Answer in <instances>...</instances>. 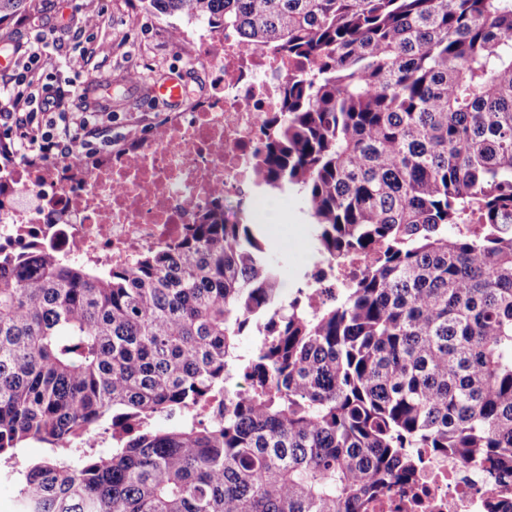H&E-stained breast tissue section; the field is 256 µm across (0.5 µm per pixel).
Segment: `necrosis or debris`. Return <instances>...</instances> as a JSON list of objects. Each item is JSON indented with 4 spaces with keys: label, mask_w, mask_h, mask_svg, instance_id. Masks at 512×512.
I'll use <instances>...</instances> for the list:
<instances>
[{
    "label": "necrosis or debris",
    "mask_w": 512,
    "mask_h": 512,
    "mask_svg": "<svg viewBox=\"0 0 512 512\" xmlns=\"http://www.w3.org/2000/svg\"><path fill=\"white\" fill-rule=\"evenodd\" d=\"M191 41L216 86L190 112L131 153L95 167L48 160L0 176V243L31 242L84 265L111 267L171 247L217 194H232L255 223L267 220L254 194V163L280 103L288 60L244 50L232 32ZM494 494L485 467L423 455L415 480L378 496L369 512H484Z\"/></svg>",
    "instance_id": "obj_1"
}]
</instances>
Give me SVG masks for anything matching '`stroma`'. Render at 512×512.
I'll return each mask as SVG.
<instances>
[{"label": "stroma", "instance_id": "obj_1", "mask_svg": "<svg viewBox=\"0 0 512 512\" xmlns=\"http://www.w3.org/2000/svg\"><path fill=\"white\" fill-rule=\"evenodd\" d=\"M68 14L72 24L112 45L108 55L91 57L88 68L106 81L105 90L95 101L99 111L114 116L113 150L142 142L151 127L165 122V102L149 95V88L157 79L175 73L184 76L190 89L202 85L201 74L187 70L185 50L177 39L185 21L147 12L139 0H106L102 12L85 14L73 10ZM302 207L300 196L289 193L287 236L279 235L278 225L264 227L265 238L281 261L282 286L288 294L303 285L316 259V242Z\"/></svg>", "mask_w": 512, "mask_h": 512}]
</instances>
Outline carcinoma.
Instances as JSON below:
<instances>
[{
	"mask_svg": "<svg viewBox=\"0 0 512 512\" xmlns=\"http://www.w3.org/2000/svg\"><path fill=\"white\" fill-rule=\"evenodd\" d=\"M146 1L308 63L261 186L301 195L316 266L363 267L329 303L314 272L286 301L263 225L222 202L110 271L0 252L17 512H365L420 448L512 473V0ZM29 3L0 0V24ZM103 424L112 447L81 445ZM29 443L46 454L22 464Z\"/></svg>",
	"mask_w": 512,
	"mask_h": 512,
	"instance_id": "carcinoma-1",
	"label": "carcinoma"
}]
</instances>
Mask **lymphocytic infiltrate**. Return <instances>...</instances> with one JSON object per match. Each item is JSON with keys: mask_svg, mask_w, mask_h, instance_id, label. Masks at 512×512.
Masks as SVG:
<instances>
[{"mask_svg": "<svg viewBox=\"0 0 512 512\" xmlns=\"http://www.w3.org/2000/svg\"><path fill=\"white\" fill-rule=\"evenodd\" d=\"M19 24L32 31V38L0 45V51L15 57L12 70L0 75V156L35 167L49 159L80 156L89 161L111 152L112 127L105 124L103 113L68 107L87 98L88 60L108 54L110 45L75 29L80 51L66 57L71 75L61 82L43 71L50 52L62 48L55 30L39 25L33 16L20 18Z\"/></svg>", "mask_w": 512, "mask_h": 512, "instance_id": "obj_1", "label": "lymphocytic infiltrate"}]
</instances>
